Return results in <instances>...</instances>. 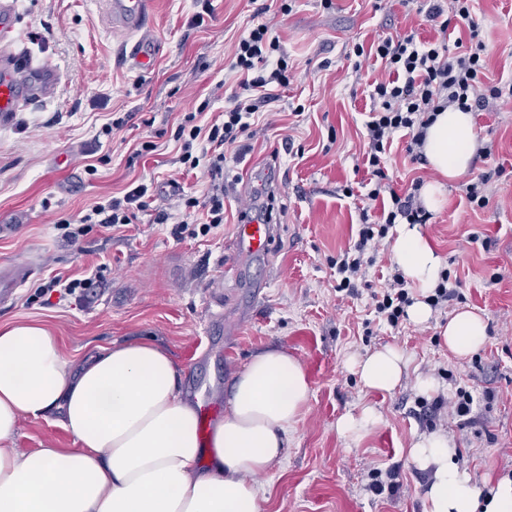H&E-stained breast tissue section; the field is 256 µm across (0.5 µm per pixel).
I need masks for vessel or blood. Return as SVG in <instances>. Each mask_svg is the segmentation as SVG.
Listing matches in <instances>:
<instances>
[{
	"instance_id": "obj_1",
	"label": "vessel or blood",
	"mask_w": 512,
	"mask_h": 512,
	"mask_svg": "<svg viewBox=\"0 0 512 512\" xmlns=\"http://www.w3.org/2000/svg\"><path fill=\"white\" fill-rule=\"evenodd\" d=\"M109 22L140 31V38L131 44L127 58L141 71L153 67L157 40L150 30V0H101ZM18 24V14L9 0H0V42L9 43ZM57 83L55 69L49 63L35 64L13 57L11 63L0 62V126L13 122L24 103L50 96ZM274 228L256 220L236 225L234 239L239 254L268 255ZM30 276L27 266L17 265L0 274V301L14 299L16 292Z\"/></svg>"
}]
</instances>
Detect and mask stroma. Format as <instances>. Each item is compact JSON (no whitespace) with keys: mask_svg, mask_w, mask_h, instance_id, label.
I'll return each mask as SVG.
<instances>
[{"mask_svg":"<svg viewBox=\"0 0 512 512\" xmlns=\"http://www.w3.org/2000/svg\"><path fill=\"white\" fill-rule=\"evenodd\" d=\"M20 22L12 51L50 62L59 74L49 99L16 114L0 128V266L30 263L31 277L13 302L0 303V324L39 320L57 336L62 355L80 365L98 349L146 336L166 347L181 370V386L198 380L210 399L226 407L233 375L257 352L281 347L303 364L310 398L288 429L283 456L260 479L261 512H423L428 472L408 458L414 437L447 431L457 462L475 483L512 471V112L473 115L479 153L470 170L446 183V203L432 211L421 232L456 279L458 300L433 311L422 325L399 328L379 321L370 303L397 268L382 247L359 279L356 298L336 290V256L358 237L362 203L344 187L359 188L370 110V85L384 74L374 59L351 76L346 52L396 32L416 31L425 41L439 34L427 22L422 0H210L202 25L189 21L200 0H152V27L161 52L150 71L128 67L124 52L134 33L113 29L99 0H14ZM265 13L256 14L257 5ZM476 18L487 46L488 80L512 79V0H478ZM260 20L280 38L290 83L277 102L258 114L267 131L229 162L224 222L201 232L204 208L184 213L167 188L170 179L205 199V168L183 175L173 138L185 113L203 100L204 121L222 120L240 94L229 70L241 34ZM151 126H144V119ZM123 127L104 134L106 124ZM407 141L395 138L386 167L397 192L414 178L434 181L429 165L411 161ZM504 167L486 208H472L466 187L483 172ZM278 188L271 254L256 261L234 253L240 214L259 201L267 179ZM149 187L137 223L89 225L69 242L57 219L76 217L139 184ZM166 223H157L158 214ZM186 223L182 237L176 224ZM240 265L228 277L225 263ZM264 269L269 285L253 298L246 283ZM98 271L87 297L50 292L38 301L35 286L56 274ZM470 307L487 324V336L467 358L441 339L450 309ZM385 345L411 357V375L391 391L369 390L346 366L349 355ZM433 374L437 395L456 388L474 397L469 415L451 405L420 411L434 396L419 393L415 374ZM370 405L381 420L359 443L336 431L337 420ZM15 445L24 450L71 448L73 436L44 419H27ZM398 469L401 487L391 496L369 488L374 471Z\"/></svg>","mask_w":512,"mask_h":512,"instance_id":"stroma-1","label":"stroma"}]
</instances>
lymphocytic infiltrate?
Segmentation results:
<instances>
[{"label":"lymphocytic infiltrate","instance_id":"obj_1","mask_svg":"<svg viewBox=\"0 0 512 512\" xmlns=\"http://www.w3.org/2000/svg\"><path fill=\"white\" fill-rule=\"evenodd\" d=\"M426 18L443 35L466 26L468 37L451 43L444 39L430 43L418 39L415 33L399 32L368 47L354 45L351 51L356 58L353 70H360V58L371 55L381 61L386 71L384 79L374 82L370 94L372 106L365 124L368 143L363 163L368 173L367 200H378L386 192L391 205L382 211L379 220L363 222L353 247L334 262L339 277L337 289L350 297L357 294L353 280L364 264L366 252L379 251L394 224H424L430 218L429 212L416 202L422 180L412 181L410 193L404 195L387 190L386 154L395 134L408 135L406 151L412 162L422 164L426 161V130L437 112L451 106L466 112H498L512 106V82L488 85L482 81L486 45L480 37L474 0H433ZM230 68L241 75L239 86L246 93L245 99L225 109L223 123L207 128L196 122L198 112L210 106L209 101H202L197 112L184 116L173 134L180 144V161L185 169L205 167L211 179L207 198L202 202L186 194L182 186H174L177 204L187 210L206 208L207 225L211 228L224 221V166L229 147L239 137L262 135V128L251 126V117L277 101L274 86L289 83L288 62L280 39L263 23L240 37ZM147 192L146 186H137L123 197L97 204L80 221L103 227L134 223L138 212L147 207ZM371 299L378 316L393 328L399 326L413 302L407 282L399 273L392 275L381 291L373 292Z\"/></svg>","mask_w":512,"mask_h":512}]
</instances>
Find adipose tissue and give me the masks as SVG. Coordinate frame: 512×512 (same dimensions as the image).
<instances>
[{"mask_svg": "<svg viewBox=\"0 0 512 512\" xmlns=\"http://www.w3.org/2000/svg\"><path fill=\"white\" fill-rule=\"evenodd\" d=\"M477 146L471 113L437 114L424 153L439 179L421 190L426 208L443 205L444 180L469 170ZM391 251L413 288H435L444 260L418 225H398ZM441 336L462 358L483 343L486 323L460 309ZM348 365L366 389L390 391L410 358L386 345ZM310 392L300 361L281 348L261 351L237 374L223 420L203 440L179 367L151 338L100 348L76 368L42 323L0 324V512H260L256 478L282 455ZM25 417L56 421L75 447L16 448ZM456 454L444 432L413 440L408 457L430 474L424 512H512V474L477 487Z\"/></svg>", "mask_w": 512, "mask_h": 512, "instance_id": "adipose-tissue-1", "label": "adipose tissue"}]
</instances>
